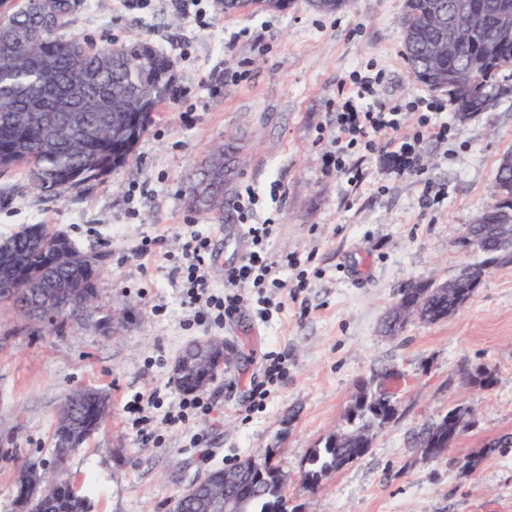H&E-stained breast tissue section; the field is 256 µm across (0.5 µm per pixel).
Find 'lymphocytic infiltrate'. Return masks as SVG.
Returning <instances> with one entry per match:
<instances>
[{"mask_svg":"<svg viewBox=\"0 0 512 512\" xmlns=\"http://www.w3.org/2000/svg\"><path fill=\"white\" fill-rule=\"evenodd\" d=\"M375 80L365 76L357 79L353 86L341 89V104L336 107V129L339 139L348 147H359L365 152L378 155L387 164L390 174L398 177L424 174L418 141L432 138L438 141L448 136V124L441 118L444 105L418 98L421 113L417 118L418 129L412 139L398 137L406 114L400 104H386L374 99ZM261 199L258 190L245 187L238 192L234 208L238 220L247 235L250 251L242 263L226 267L224 289L214 291L210 284L209 269L215 261L208 235L201 232L191 234L178 254L172 255L173 272L181 283L180 301L193 313L195 324L222 325L232 318L247 301H255L261 318H269L270 309L267 291L286 287L281 270L294 274L297 288H304V275L300 273L301 260L288 255L272 258L267 246L276 226V216L258 219L257 205ZM287 350L271 351L266 358L264 375L251 390L250 410H262L275 387L287 374ZM163 410L162 421L171 427H184L196 417L210 415L213 406L202 393H183L177 401L165 403L160 392L138 394L128 401L125 411L131 426L142 442L160 443L161 438L153 428L155 410Z\"/></svg>","mask_w":512,"mask_h":512,"instance_id":"lymphocytic-infiltrate-1","label":"lymphocytic infiltrate"}]
</instances>
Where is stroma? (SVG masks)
<instances>
[{
	"mask_svg": "<svg viewBox=\"0 0 512 512\" xmlns=\"http://www.w3.org/2000/svg\"><path fill=\"white\" fill-rule=\"evenodd\" d=\"M403 17L404 0H350L335 13L291 0L285 10L252 15L224 13L216 0H146L133 10L126 0H94L63 28L98 44L147 41L168 59L173 92L132 158L104 181L59 198L31 189L25 167L0 171V240L43 224L103 257L98 310L59 329L0 299V512H19V467L30 456L51 458L60 405L81 387L110 399L108 416L65 465L90 512H165L198 477L263 452L285 478L288 512H512V447L471 470L460 464L483 443L512 436V265L487 267L447 319L410 320L397 336L383 327L403 285L449 279L483 261L457 241L493 198L498 159L512 149V92L464 120L446 109L447 139L421 144L424 175L395 177L360 152L353 160L361 183L323 170L324 153L337 149L338 88L352 71L383 72L375 88L382 103L445 101L412 77L401 54ZM243 29L261 49L225 47ZM241 64L244 81H211ZM232 137L240 161L223 215L190 207L186 189L202 159ZM273 181L282 185L275 203L266 197ZM427 182L441 196L424 208ZM245 184L265 196L260 217L279 214L272 256L309 259L312 274L300 301L273 295L270 321L248 302L224 326H191L172 262L134 253L147 238L165 237L175 252L191 231L208 234L216 253L210 283L223 289L224 266L238 258L232 202ZM161 303L167 310L155 315ZM203 336L233 349L205 390L213 412L164 429L162 445L142 443L125 403L156 388L177 398L172 362ZM276 347L288 351V375L266 409L249 411L251 384ZM478 367L493 371L491 388L465 385ZM363 386L387 393L394 420L376 430L364 457L307 491L311 452L349 430L346 415ZM456 406L469 410V429L448 452L424 457L418 436ZM194 433L201 447H190Z\"/></svg>",
	"mask_w": 512,
	"mask_h": 512,
	"instance_id": "stroma-1",
	"label": "stroma"
}]
</instances>
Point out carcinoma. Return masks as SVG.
Segmentation results:
<instances>
[{"mask_svg": "<svg viewBox=\"0 0 512 512\" xmlns=\"http://www.w3.org/2000/svg\"><path fill=\"white\" fill-rule=\"evenodd\" d=\"M62 16L57 26L45 27L37 14L33 0H0V168L19 163L30 165L32 183L44 191L64 196L80 185L98 181L121 167L132 155L135 145L146 132L152 112L166 99L171 80L169 61L144 42H131L118 46L119 52L111 57L110 69L103 77L85 89L83 96L74 100L81 109L85 125L98 127L106 118L121 115L124 124L110 131L103 130L94 136L75 141L49 140L50 123H66V112H42L43 126L23 127L17 116L27 117L37 108L57 99L61 90L76 82L84 67L113 50L111 46L97 47L85 38L74 34L62 38L58 31L85 6V0H57ZM281 0H235L231 11L255 13L279 11ZM455 0H405L404 42L402 56L413 76L430 89L449 92L464 86L467 92L448 96L457 112H486L496 100V86L500 74L512 72V41L499 42L484 36L466 39L453 48L443 45L434 53L428 46L436 38L439 20L437 12L448 13ZM472 12L487 20L491 29L497 4L503 0H467ZM26 28L30 37L23 44L17 43V32ZM73 42L81 51L68 53L62 46ZM51 60L53 76L44 77L43 66ZM512 151H506L499 159L494 173L495 187L502 182L512 183V165L504 166ZM512 213V190L502 196L498 205L486 204L481 212V223L497 224L503 212ZM16 249L26 254L29 264L43 265L45 256L29 248L27 241L11 236ZM459 246L477 248L493 265L512 264V251H498L486 242L473 227L469 236L458 241ZM50 275L61 279L83 299L87 307L95 301L94 277L75 268L57 267ZM479 282L459 271L456 294L449 296L440 290L422 291L421 284L409 283L398 289V300L410 301L419 296L425 302L429 322H438L448 313L458 310L475 292ZM86 391L77 390L66 398L67 414L59 417L55 437V471L48 476L46 503L40 506L32 498V492L23 478L25 469L43 468L41 460L27 458L19 471L16 500L22 512H88L84 498L76 495L66 478L62 477L67 456L60 445L69 440L74 432L67 416L77 422L80 441H86L97 429L103 412L85 397ZM381 414L374 416L359 405L350 406L348 420L358 424L343 434H331L323 447L313 450L311 468L304 474V484L314 490L329 474L362 458L368 451L369 439L373 438L376 424L392 420L395 408L380 406ZM457 434L448 423V416L421 433L418 447L433 456L442 455L455 445ZM509 438L493 441L479 449L474 456H466L464 468L476 465L479 458L494 453ZM244 469L242 481L232 489L241 504V512H279L283 498L278 469L269 461L253 462L247 458L238 464Z\"/></svg>", "mask_w": 512, "mask_h": 512, "instance_id": "cac0c4a2", "label": "carcinoma"}]
</instances>
